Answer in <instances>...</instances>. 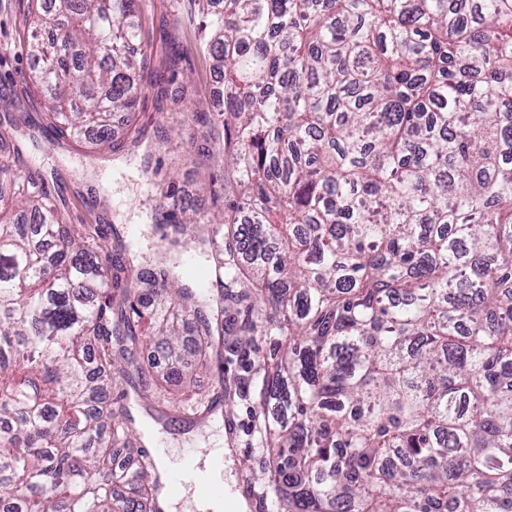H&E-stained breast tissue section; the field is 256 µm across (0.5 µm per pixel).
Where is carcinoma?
<instances>
[{
  "label": "carcinoma",
  "mask_w": 512,
  "mask_h": 512,
  "mask_svg": "<svg viewBox=\"0 0 512 512\" xmlns=\"http://www.w3.org/2000/svg\"><path fill=\"white\" fill-rule=\"evenodd\" d=\"M220 72L207 108L222 208L161 189L157 224L223 235L279 346L262 481L277 512H512V0H189ZM29 79L60 136L119 153L150 36L138 0H31ZM65 18L55 38L39 30ZM0 512H162L156 462L112 401L166 402L222 356L231 307L164 253L90 247L44 181L0 159ZM149 342L166 372L141 364ZM175 412L206 423L192 392Z\"/></svg>",
  "instance_id": "cac0c4a2"
}]
</instances>
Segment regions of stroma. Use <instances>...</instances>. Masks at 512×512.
I'll return each instance as SVG.
<instances>
[{"label": "stroma", "instance_id": "1", "mask_svg": "<svg viewBox=\"0 0 512 512\" xmlns=\"http://www.w3.org/2000/svg\"><path fill=\"white\" fill-rule=\"evenodd\" d=\"M29 0H0V155L19 150L29 171L42 177L58 208L71 224H97L103 230V246L115 239L134 240L149 257L166 252L179 263L194 262L213 269L216 254L198 243L200 231L159 227L151 223L148 208L168 178H175L186 203L212 211L210 183H223L224 169L201 164L197 150L205 146L206 128L192 122L178 109L160 111L157 93L187 96L208 104L216 83L213 63L198 50L199 17L188 10V0H141L140 8L150 35V68L158 83H143L137 107V122L144 133L142 144L128 154L95 151L88 144L56 137L47 126L35 100L39 89L30 84L32 60L27 53L31 30L26 21ZM179 57L177 75H170V57ZM224 293L234 311L225 324L224 358L195 377L196 387L221 398L212 429L189 425L186 420L157 419L154 399L130 400L134 425L151 423L155 436L168 455L181 458L185 450L220 447L229 427H236V452L232 484L239 494L257 502L260 512H272L273 494L252 479L260 472L263 415L258 383L264 366L276 351L264 334L263 321H256L253 342L241 347L238 340L246 323L251 301L236 283L225 282Z\"/></svg>", "mask_w": 512, "mask_h": 512}]
</instances>
